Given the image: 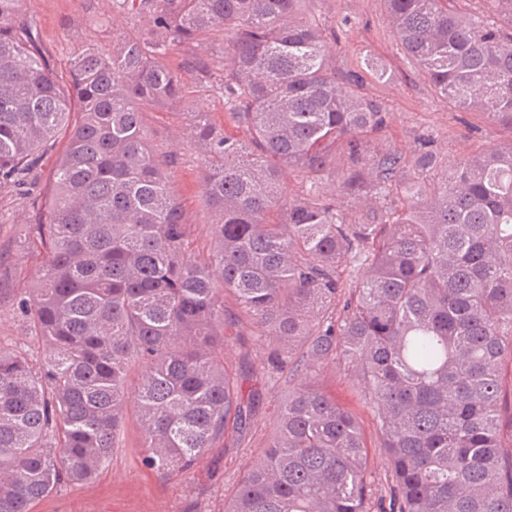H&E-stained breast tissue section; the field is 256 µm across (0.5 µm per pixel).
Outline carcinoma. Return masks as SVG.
<instances>
[{"instance_id": "obj_1", "label": "carcinoma", "mask_w": 512, "mask_h": 512, "mask_svg": "<svg viewBox=\"0 0 512 512\" xmlns=\"http://www.w3.org/2000/svg\"><path fill=\"white\" fill-rule=\"evenodd\" d=\"M122 2L143 31L110 52L88 45L64 84L23 0H0V185H24L67 131L33 227L42 272L15 296L45 360L0 347V512L92 478L131 398L155 472L187 474L250 429L260 395L224 362L243 319L267 343L266 376L292 386L224 512H512V142L440 181L431 137L412 164L379 148L385 108L336 69V31L305 0ZM383 2L440 97L512 130V0H484L482 16L456 0ZM216 33L230 34L224 121L245 137L193 113L214 214L200 259L167 179L176 153L150 147L143 113L190 108L170 57ZM332 147L353 222L320 191ZM282 166L302 176L288 201ZM330 361L388 458L384 496L360 416L315 382Z\"/></svg>"}]
</instances>
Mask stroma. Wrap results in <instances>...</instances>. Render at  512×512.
Returning <instances> with one entry per match:
<instances>
[{
	"label": "stroma",
	"instance_id": "obj_1",
	"mask_svg": "<svg viewBox=\"0 0 512 512\" xmlns=\"http://www.w3.org/2000/svg\"><path fill=\"white\" fill-rule=\"evenodd\" d=\"M24 9L37 22L44 49L66 67L87 45L111 50L113 40L134 35L141 21L118 0H25ZM307 11L338 35L336 66L358 72L367 94L387 110V146L413 153L416 139H435L442 162L455 164L512 139V131L483 115L462 112L446 103L431 82L406 57L390 24L383 0H310ZM180 64L190 110L166 106L144 116L151 146L175 151L177 164L167 177L180 197L193 250L208 249L211 216L200 199L199 175L204 153L189 135L192 112L209 113L216 128L224 126L221 80L224 62L209 46H187L173 57ZM387 78L373 75V68ZM65 147L64 138L41 156L27 185L0 187V265L9 276L1 285L31 288L38 281L44 253L26 240L50 195L52 170ZM0 344L26 351L33 365L45 356L41 339L31 335L27 320L11 298L0 301ZM234 368L243 371L261 400L254 427L247 434L230 433L223 446L209 450L187 476H163L142 465L138 455L136 421L127 418L119 449L108 465L79 484L65 483L32 512H186L197 504L203 512H222L247 466L255 462L273 433L279 402L287 382L268 383L262 368L266 344L247 340L227 350Z\"/></svg>",
	"mask_w": 512,
	"mask_h": 512
}]
</instances>
